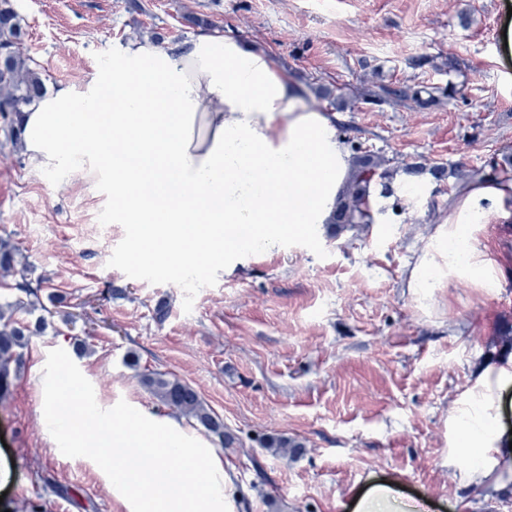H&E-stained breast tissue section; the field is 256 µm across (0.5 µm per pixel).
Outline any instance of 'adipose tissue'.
<instances>
[{
    "instance_id": "1",
    "label": "adipose tissue",
    "mask_w": 512,
    "mask_h": 512,
    "mask_svg": "<svg viewBox=\"0 0 512 512\" xmlns=\"http://www.w3.org/2000/svg\"><path fill=\"white\" fill-rule=\"evenodd\" d=\"M115 110L95 112L103 93ZM37 170L96 175L112 189V218L135 227L137 253L180 274L241 259L231 228L269 249L298 225L328 223L352 159L332 115L309 105L264 49L199 34L174 53L126 41L82 91L61 87L21 115ZM512 222V178L480 175L448 197L408 269L419 306L448 279L498 294L504 270L477 246L486 225ZM512 353L486 360L448 415V467L471 494L512 496V428L502 422Z\"/></svg>"
}]
</instances>
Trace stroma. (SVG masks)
Returning <instances> with one entry per match:
<instances>
[{"label":"stroma","instance_id":"35a3bbf8","mask_svg":"<svg viewBox=\"0 0 512 512\" xmlns=\"http://www.w3.org/2000/svg\"><path fill=\"white\" fill-rule=\"evenodd\" d=\"M139 2L136 12L129 0H13L47 91L83 89L131 38L189 45L197 16L265 48L334 115L352 154L444 174L426 177L418 205L394 203L381 222L288 237L229 274L180 275L132 263L134 228L113 223L107 187L34 170L22 145L0 135V238L19 250L29 278L64 299L30 336L0 405V463L13 466L0 512H29L33 502L39 512H130L104 472L64 456L47 429L43 369L55 348L93 384L101 408L126 400L212 448L230 477L228 512H352L381 482L431 501L433 512H512V498L475 497L448 468L456 398L487 355L512 352V223L487 232L506 261L500 294L452 281L421 310L406 287L455 183L512 174L503 36L512 0ZM414 90L433 104L409 99ZM131 352L138 367L125 363ZM145 369L191 384L234 445L161 403L140 382ZM270 435L302 448L261 447Z\"/></svg>","mask_w":512,"mask_h":512}]
</instances>
